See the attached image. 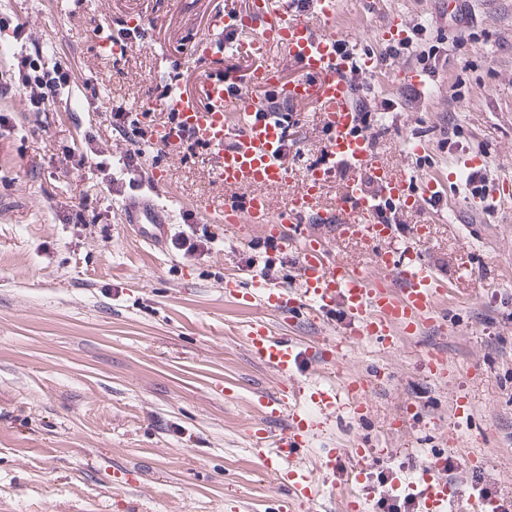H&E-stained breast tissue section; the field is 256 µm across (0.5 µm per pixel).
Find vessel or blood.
Here are the masks:
<instances>
[{
  "mask_svg": "<svg viewBox=\"0 0 512 512\" xmlns=\"http://www.w3.org/2000/svg\"><path fill=\"white\" fill-rule=\"evenodd\" d=\"M340 0H253L249 11L237 9L234 0L214 10L208 40L193 43L189 56L208 69L192 87L174 83L159 101L163 111L174 113L175 121L153 127L150 139L157 145L177 147L183 136H190L211 159L215 174L225 186L245 190L242 206L224 207L211 213L217 224H263L268 216L270 188L288 178L283 161L287 150L283 125L267 105L254 104L244 87L224 70V51L264 56L268 46L281 45L289 75L263 66L253 71L252 82L273 89L280 103L291 106L315 103L327 132L323 169L339 178L336 206L322 210L315 191L304 189L290 203L283 223L310 220L314 224L339 223L341 234L368 230L367 242L373 247V261L380 269L374 277L358 265L329 261L322 241L313 239L298 252L302 282L299 293L271 287L269 282L252 279L243 292V301L262 298L284 317L299 311L317 316L333 303H341L352 323L349 334L368 337L385 347L396 344L398 335L408 329H421L425 323L440 322L438 303L448 294V280L438 275L425 259L418 240L394 246L391 225L381 224L378 203L391 201L400 210H424L426 202L442 205L445 188L428 180L412 189L407 173L387 172L379 163V149L364 130L349 84L350 69L356 62L354 35L337 30ZM142 18L125 15L123 36L103 38L99 48L105 54L137 47ZM366 66L386 71L392 81L408 80L422 89L432 86L435 75L409 71L381 58H367ZM238 114L236 125H227V108ZM164 182L151 174L148 187L157 189ZM127 198L121 208L123 223L134 226L138 236L151 247L164 248L171 227L162 221L151 195ZM254 357L282 376H290L302 360L324 359L322 348L297 345L288 338H274L267 326L255 322L246 330ZM299 394L287 386L264 395V413L285 418L280 431H253L252 446L263 467L285 476L286 493L278 512H316L320 495L307 469L291 468V461L305 447L313 427L312 418L301 410ZM414 491L420 512H512V501L500 497L463 498L446 478L434 477L424 486L406 482Z\"/></svg>",
  "mask_w": 512,
  "mask_h": 512,
  "instance_id": "b4317fda",
  "label": "vessel or blood"
}]
</instances>
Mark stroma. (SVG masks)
<instances>
[{
    "mask_svg": "<svg viewBox=\"0 0 512 512\" xmlns=\"http://www.w3.org/2000/svg\"><path fill=\"white\" fill-rule=\"evenodd\" d=\"M220 0H0V75L14 52H42L71 73L70 88L49 111H31L20 93L0 99V512H277L278 481L249 451L250 430H276L279 419L257 412L279 375L255 360L248 324L264 322L274 337L299 343L339 339L348 322L341 306L317 320L283 319L262 300L241 303L229 275L267 280L297 292L296 253L270 249L264 225L236 230L208 223L216 240L206 256L143 244L122 224L121 197L100 172L77 158L115 160L133 135L110 123L115 110L140 111L157 99L158 71L191 78V40L209 38ZM462 35L448 24L445 0H384L367 12L363 0H342L337 28L358 32L359 54L382 56L388 13L427 22L426 45H443L450 61L438 70L429 100L406 103L387 73H371L363 95L383 111L381 161L416 179L446 181L448 222L399 214L394 230L418 228L422 247L447 276L453 294L447 324H426L387 349L352 339L338 371L305 362L294 373L303 409L327 386L365 381L360 409L346 404L315 418L297 460L323 490L324 512H348L338 493L359 470L357 494L375 505L381 478L415 481L432 458L462 463L450 483L472 484L512 499V213H483L471 188L453 179L459 155L477 157L493 179L512 177V0H461ZM142 16L133 50L99 54L107 23ZM287 182L270 190L269 222L288 209L302 185L296 173L320 156L325 132L314 104L295 108ZM161 122L159 110L149 114ZM146 171L165 178L161 218L181 225L200 199L214 208L241 193L219 182L205 156L167 152ZM87 200L85 221L66 211ZM331 259L364 267L363 244L340 241L336 229L307 224ZM477 277L460 274L465 260ZM445 360L431 374L426 353ZM356 449L336 472L325 451Z\"/></svg>",
    "mask_w": 512,
    "mask_h": 512,
    "instance_id": "1",
    "label": "stroma"
}]
</instances>
